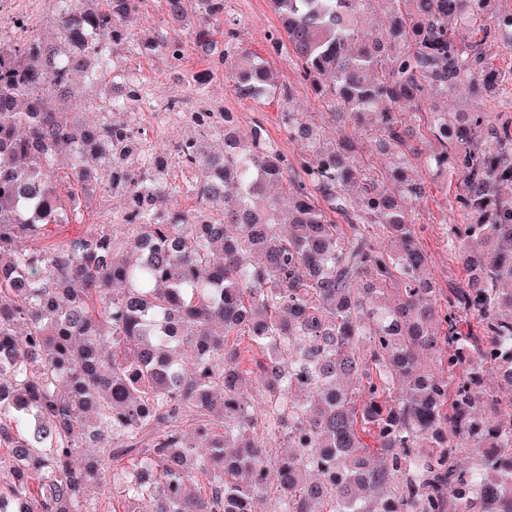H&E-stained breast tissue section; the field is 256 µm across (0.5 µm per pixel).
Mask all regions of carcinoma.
Segmentation results:
<instances>
[{"label": "carcinoma", "instance_id": "carcinoma-1", "mask_svg": "<svg viewBox=\"0 0 512 512\" xmlns=\"http://www.w3.org/2000/svg\"><path fill=\"white\" fill-rule=\"evenodd\" d=\"M54 2L53 38L0 37V512H93L85 489L123 458L112 494L135 512H251L271 486L282 512H512V120L432 104L462 85L475 99L505 91L487 45L512 51V8L272 0L274 40L331 128L281 113L303 149L292 164L261 125L245 135L210 119L222 151L176 143L178 165L197 172L181 185L162 156L137 163L106 100L79 127L60 105L82 93L76 77L112 76L100 45L133 41L145 0ZM372 3L386 16L378 33L363 26ZM161 4L214 67L244 61L239 98L289 97L217 28L224 0ZM455 25L483 36L459 41ZM152 48L185 51L167 32ZM408 109L437 145L426 166L459 172L456 202L474 217L448 230L466 278L446 291L412 219L427 185L409 173ZM352 123L375 128L391 187L358 163L340 133ZM104 192L130 200L122 223L26 245L80 221L75 198ZM181 197L194 204L171 210Z\"/></svg>", "mask_w": 512, "mask_h": 512}]
</instances>
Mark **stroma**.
<instances>
[{
  "label": "stroma",
  "instance_id": "1",
  "mask_svg": "<svg viewBox=\"0 0 512 512\" xmlns=\"http://www.w3.org/2000/svg\"><path fill=\"white\" fill-rule=\"evenodd\" d=\"M224 20L234 24L241 47L267 62L278 85L292 87L291 102H283L278 97L260 104L239 99L233 91V64L214 68L200 57L194 45H187L183 59L177 64L161 53L146 50V42L158 32L173 29L159 0H146L133 23L137 36L133 44L115 52L113 69L138 74L146 93L158 100H179L185 111H194L199 101H206L212 111L228 113L241 132H249L254 124H262L266 137L289 161H296L302 154L301 147L289 139L280 114L288 108L318 125H326L328 118L321 99L301 79L287 52L271 40V33L279 29L280 23L268 0H224ZM197 78L204 80V90H196L193 81ZM129 120L144 134L146 147L153 150L171 148L175 142L194 133L190 127L158 125L149 108L131 113ZM426 181L427 192L414 206V222L421 245L431 259L433 276L439 287L445 288L464 277L461 264L448 247V228L466 222L467 215L456 201L457 176L434 172L427 175ZM125 207L124 198L118 194L90 197L82 211L81 223L50 226L44 242L49 245L75 238L89 224L119 223Z\"/></svg>",
  "mask_w": 512,
  "mask_h": 512
}]
</instances>
